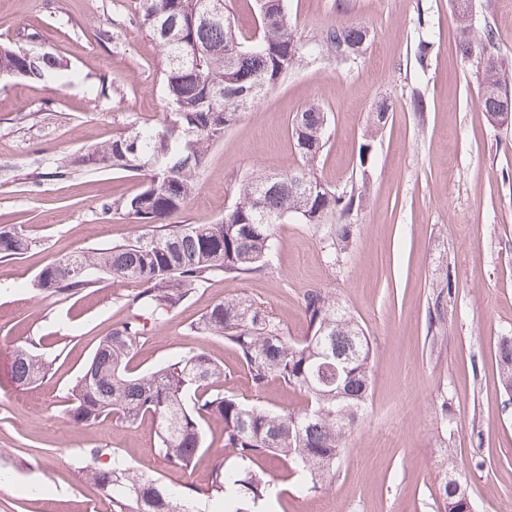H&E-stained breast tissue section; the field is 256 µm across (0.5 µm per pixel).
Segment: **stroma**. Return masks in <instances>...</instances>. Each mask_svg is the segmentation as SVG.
<instances>
[{
    "mask_svg": "<svg viewBox=\"0 0 512 512\" xmlns=\"http://www.w3.org/2000/svg\"><path fill=\"white\" fill-rule=\"evenodd\" d=\"M138 0H0V36L60 54L76 79H0V228L20 226L37 242L0 259V512H112L85 475L89 449L118 452L135 471L167 488L196 490L203 512L220 501L205 490L223 460L221 423L188 468L158 453L152 421L85 426L66 412L68 390L99 340L124 321L132 284L97 281L70 298L34 288L39 270L69 253L109 248L139 229L115 199L144 176L124 171H54L69 153L156 124L165 108V61L137 21ZM475 30L491 27L496 53L512 60V0H474ZM303 38L324 27L367 28L360 56L301 63L224 133L202 168L180 224H211L253 172L296 166L297 112L311 103L330 117L315 177L343 190L361 174L369 187L354 215V237L329 266L323 232L298 219L277 225L270 268L212 277L146 336L132 365L150 371L173 356L204 352L224 368V387L277 411L299 391L248 381L237 350L195 332L210 308L244 296L293 339L308 334L302 297L332 289L363 325L372 347L371 395L328 490L307 495L281 464L270 463L277 496L266 512H445L439 486L456 464L477 512L512 505V400L498 376V340L512 332V125L499 127L478 106L480 87L456 50L450 0H288ZM434 44L418 60L423 28ZM426 103L413 111V94ZM392 103L374 130L377 102ZM371 144L368 166L359 148ZM455 293L438 344L428 335V303L439 281ZM53 361L42 384L17 388L18 349Z\"/></svg>",
    "mask_w": 512,
    "mask_h": 512,
    "instance_id": "obj_1",
    "label": "stroma"
}]
</instances>
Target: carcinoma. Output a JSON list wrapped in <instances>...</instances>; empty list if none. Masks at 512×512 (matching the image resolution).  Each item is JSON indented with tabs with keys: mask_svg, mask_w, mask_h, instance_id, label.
Instances as JSON below:
<instances>
[{
	"mask_svg": "<svg viewBox=\"0 0 512 512\" xmlns=\"http://www.w3.org/2000/svg\"><path fill=\"white\" fill-rule=\"evenodd\" d=\"M253 2L258 26L244 36L231 25L226 9L217 19L204 17L203 0H139L141 27L165 59L167 109L157 124H134L126 133L78 152L56 174L66 173L68 166L148 173L139 193L114 205L149 232L111 248L63 255L35 278L43 292L77 296L93 283L73 273L82 264L138 287L129 300L130 315L101 339L85 368L92 376H79L69 389L68 412L87 426L108 418L133 425L150 417L157 422L160 454L181 467L200 456L204 426L221 421L224 462L213 469L208 496L221 498L223 512H258L274 494L265 467L272 460L296 473L304 491L326 490L371 393L370 339L328 288L305 293L309 334L301 340L284 334L264 309L242 297L215 304L200 321L199 330L222 336L238 349L254 390L277 379L301 392L303 402L296 409L278 412L240 400L224 389L220 363L203 352L147 372L130 366L150 327L166 320L211 276L236 278L269 267L275 225L292 217L326 230L331 266L351 243L349 218L360 207L362 192L352 187L339 193L322 185L307 193L299 187L300 177L318 182L313 166L329 130L328 113L314 104L302 110V126L293 133L300 166L247 178L234 205L213 224L169 223L194 194L209 148L229 126L304 59L334 58L340 42H356L364 32L358 25L334 24L307 41L292 28L286 0ZM454 20L460 33L456 49L475 68L481 88L479 106L492 112L499 106V91L508 90L506 67L490 54L493 29L476 31L471 23L457 16ZM0 69L31 79L51 74L62 81L76 78L62 57L30 55L17 45L0 51ZM328 216L338 217L339 223H322ZM32 243L21 228H0L1 259L20 258ZM433 296V312L441 320L452 296L451 279L445 278ZM327 356L339 369V380L331 386L315 377ZM498 361L502 387L512 394V334L500 336ZM49 368L42 356L19 349L11 379L18 386L36 385ZM88 456L86 478L117 512H196L188 495L134 472L112 449L92 448ZM440 494L446 512H467L473 503L457 494L450 479Z\"/></svg>",
	"mask_w": 512,
	"mask_h": 512,
	"instance_id": "obj_1",
	"label": "carcinoma"
}]
</instances>
